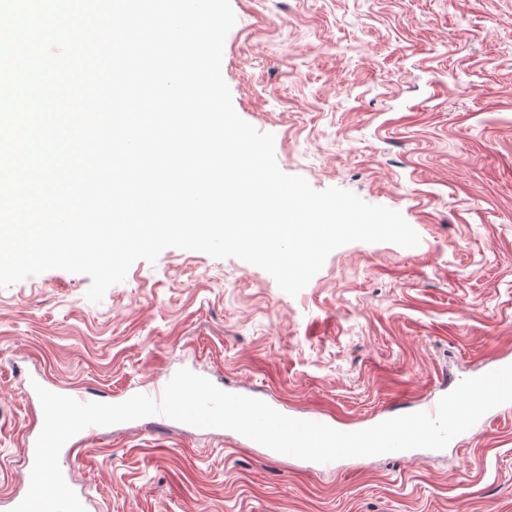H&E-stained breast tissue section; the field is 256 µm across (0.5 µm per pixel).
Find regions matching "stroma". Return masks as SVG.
<instances>
[{
  "label": "stroma",
  "mask_w": 512,
  "mask_h": 512,
  "mask_svg": "<svg viewBox=\"0 0 512 512\" xmlns=\"http://www.w3.org/2000/svg\"><path fill=\"white\" fill-rule=\"evenodd\" d=\"M222 73L286 174L401 212L414 248L353 242L297 295L236 258L168 248L89 302L54 269L0 288V512L44 422L32 381L119 400L186 368L364 428L512 361V0H231ZM86 512H512V403L413 459L320 472L231 431L104 427Z\"/></svg>",
  "instance_id": "1"
}]
</instances>
